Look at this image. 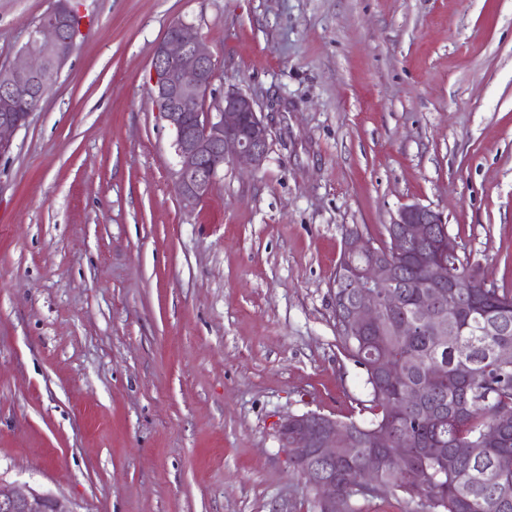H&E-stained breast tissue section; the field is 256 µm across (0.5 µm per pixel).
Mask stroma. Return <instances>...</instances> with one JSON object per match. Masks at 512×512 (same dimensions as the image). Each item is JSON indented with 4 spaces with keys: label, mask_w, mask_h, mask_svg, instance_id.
Segmentation results:
<instances>
[{
    "label": "stroma",
    "mask_w": 512,
    "mask_h": 512,
    "mask_svg": "<svg viewBox=\"0 0 512 512\" xmlns=\"http://www.w3.org/2000/svg\"><path fill=\"white\" fill-rule=\"evenodd\" d=\"M55 0H0V63ZM0 157V477L72 512H312L277 425L369 419L336 344L346 230L442 210L512 287V0H76ZM255 102L260 169L181 198L150 80L170 25Z\"/></svg>",
    "instance_id": "35a3bbf8"
}]
</instances>
